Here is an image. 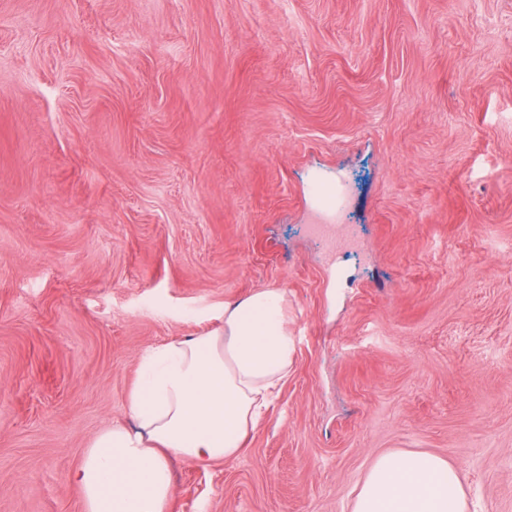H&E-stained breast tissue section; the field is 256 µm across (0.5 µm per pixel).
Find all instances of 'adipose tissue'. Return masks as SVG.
<instances>
[{
  "instance_id": "obj_1",
  "label": "adipose tissue",
  "mask_w": 512,
  "mask_h": 512,
  "mask_svg": "<svg viewBox=\"0 0 512 512\" xmlns=\"http://www.w3.org/2000/svg\"><path fill=\"white\" fill-rule=\"evenodd\" d=\"M295 355L279 288L226 304L213 332L145 351L128 401L133 426L96 434L72 475L85 512H168L172 460L238 458ZM351 512H467L466 493L438 456L386 453L369 468Z\"/></svg>"
}]
</instances>
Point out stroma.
I'll return each instance as SVG.
<instances>
[{
	"label": "stroma",
	"instance_id": "1",
	"mask_svg": "<svg viewBox=\"0 0 512 512\" xmlns=\"http://www.w3.org/2000/svg\"><path fill=\"white\" fill-rule=\"evenodd\" d=\"M259 288L292 371L170 512H349L408 451L512 512V0H0V512H83L142 353Z\"/></svg>",
	"mask_w": 512,
	"mask_h": 512
}]
</instances>
